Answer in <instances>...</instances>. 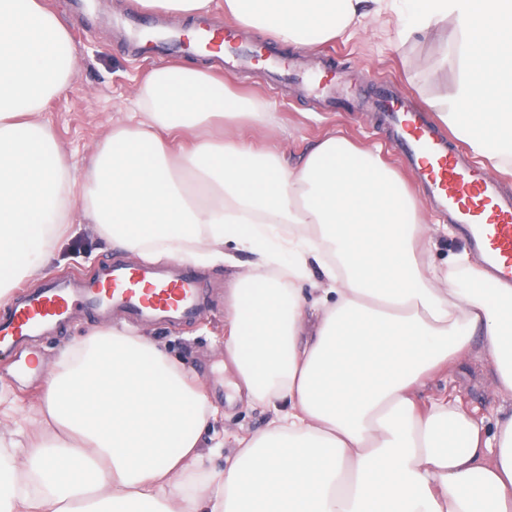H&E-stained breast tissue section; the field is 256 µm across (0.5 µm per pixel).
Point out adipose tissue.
<instances>
[{
  "instance_id": "obj_1",
  "label": "adipose tissue",
  "mask_w": 512,
  "mask_h": 512,
  "mask_svg": "<svg viewBox=\"0 0 512 512\" xmlns=\"http://www.w3.org/2000/svg\"><path fill=\"white\" fill-rule=\"evenodd\" d=\"M390 13L403 42L448 30L439 63L455 83L426 103L492 168L512 166V0H224L240 26L306 49ZM71 58L40 0H0V304L78 215L157 261L247 251L224 356L274 418L210 471L202 384L146 336L101 324L61 352L16 438L0 436V512H512V288L488 292L464 251L433 265L447 225L425 223L397 172L345 138L293 167L230 140L173 152L162 132L265 117L193 64L154 69L141 119L75 179L40 119ZM476 343L501 400L491 429L449 396L415 398Z\"/></svg>"
}]
</instances>
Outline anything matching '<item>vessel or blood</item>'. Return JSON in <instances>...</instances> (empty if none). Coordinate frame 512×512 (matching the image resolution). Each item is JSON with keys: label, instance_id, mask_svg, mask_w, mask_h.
<instances>
[{"label": "vessel or blood", "instance_id": "1", "mask_svg": "<svg viewBox=\"0 0 512 512\" xmlns=\"http://www.w3.org/2000/svg\"><path fill=\"white\" fill-rule=\"evenodd\" d=\"M195 44L220 49L225 64L288 74L287 59H274L262 47H245L235 28L200 29ZM309 92L343 99L347 85L330 69L298 77ZM369 105L390 130L396 147L416 174L428 208L454 224L469 248L483 257L497 284H512V195L476 161L459 156L429 110L392 90L375 92ZM201 280L186 267L165 270L150 266L109 265L94 278L63 274L42 288L20 292L0 313V353L31 345L38 336L61 328L76 309L97 319L120 312L143 322H179L203 309Z\"/></svg>", "mask_w": 512, "mask_h": 512}]
</instances>
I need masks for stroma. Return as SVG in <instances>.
I'll list each match as a JSON object with an SVG mask.
<instances>
[{
  "label": "stroma",
  "instance_id": "1",
  "mask_svg": "<svg viewBox=\"0 0 512 512\" xmlns=\"http://www.w3.org/2000/svg\"><path fill=\"white\" fill-rule=\"evenodd\" d=\"M102 11L84 8L83 0H43L69 27L74 48L70 85L52 99L44 118L63 148L74 177H81L97 148L114 126L124 123L136 109L139 85L150 70L168 65L171 59L155 53H142L135 43L109 25V14L139 18L128 0H101ZM400 21L396 16L370 18L365 29L350 37L321 44L316 50L287 49L288 58L309 68L325 62L352 87L359 88L379 79L391 81L407 91L416 103L450 90L455 81L452 70L438 68L441 42L432 35L402 42L397 38ZM225 83L235 92L271 102L274 110L267 124L247 120H212L200 134H224L241 144L276 152L296 161L312 144L336 133L355 144L378 151L408 184L416 178L410 167L390 147L388 133L373 114L348 108L332 109L323 99L304 94L292 83L273 86L263 74L252 69L227 70ZM142 257L113 249L99 238L91 226L76 222L73 231L60 240L48 269L49 275L76 272L87 277L108 264L139 265ZM207 284L209 309L205 316L176 325L157 323L136 326L134 320L114 316L117 324L139 327L141 333L179 360L189 373L197 375L211 403L219 410L217 419L201 437L208 449L207 463L219 470L230 453L236 436H248L266 428L270 412L258 404L238 401L228 405L236 381L234 367L224 358V325L232 311V290L238 277L249 270V257L239 254L237 266L224 263L197 265ZM96 319L77 312L72 320L38 343L39 372L34 376L17 374L10 360L0 358V434L9 435L21 424L32 403L39 400L48 372L59 353L85 330L96 326ZM448 393L469 412L493 423L496 399L490 385L486 361L477 355L440 365L419 388V399Z\"/></svg>",
  "mask_w": 512,
  "mask_h": 512
}]
</instances>
